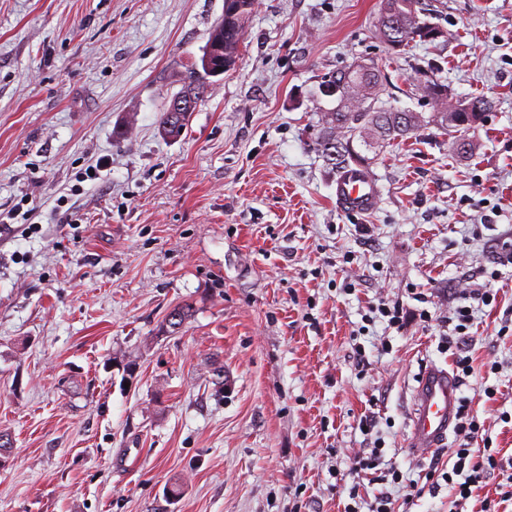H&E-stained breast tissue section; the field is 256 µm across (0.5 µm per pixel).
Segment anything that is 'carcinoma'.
<instances>
[{
    "label": "carcinoma",
    "mask_w": 512,
    "mask_h": 512,
    "mask_svg": "<svg viewBox=\"0 0 512 512\" xmlns=\"http://www.w3.org/2000/svg\"><path fill=\"white\" fill-rule=\"evenodd\" d=\"M417 0H381L377 17L378 35L388 49L396 53L419 41L432 43L438 39L441 28L419 17ZM256 0H231V22L224 29L213 27L208 43L224 45V64L232 67L239 56L243 41L244 21L255 9ZM193 63L186 69L182 88L177 95L190 98L199 104L207 96L209 85L196 75ZM384 76L378 68L369 74H357L344 67L328 76L322 86H334L344 91L347 99H338V105L322 112L321 123L314 140L315 149L336 172L356 165L369 169L372 161L368 153L379 154L386 146L401 142L420 130L434 126L443 131L456 132L451 143L452 151L464 157L475 149L467 137V122L479 115L485 116L494 107V100L475 97L456 101L458 112L448 118V86L430 78L417 86L423 96L437 105L435 112L426 116L422 112L387 106L379 100L377 92ZM190 112H171L161 109L158 122L162 132L169 137H179L186 129ZM191 317L190 307L180 306L165 318V332L175 334Z\"/></svg>",
    "instance_id": "1"
}]
</instances>
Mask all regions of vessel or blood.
Instances as JSON below:
<instances>
[{"instance_id":"vessel-or-blood-1","label":"vessel or blood","mask_w":512,"mask_h":512,"mask_svg":"<svg viewBox=\"0 0 512 512\" xmlns=\"http://www.w3.org/2000/svg\"><path fill=\"white\" fill-rule=\"evenodd\" d=\"M336 204L343 211L366 213L374 209L379 188L363 168L342 172L336 179ZM461 383L448 369L425 368L414 393L409 444L418 451L444 445L457 422Z\"/></svg>"}]
</instances>
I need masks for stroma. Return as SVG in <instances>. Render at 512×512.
Masks as SVG:
<instances>
[{
  "instance_id": "stroma-1",
  "label": "stroma",
  "mask_w": 512,
  "mask_h": 512,
  "mask_svg": "<svg viewBox=\"0 0 512 512\" xmlns=\"http://www.w3.org/2000/svg\"><path fill=\"white\" fill-rule=\"evenodd\" d=\"M379 4L259 0L168 139L163 101L224 0H0V209L19 214L0 232V512H344L341 476L377 442L423 481L443 452L408 445L413 388L487 283L472 354L499 369L461 393L512 455V0H420L445 36L399 55ZM357 61L392 106L434 112L414 89L431 75L495 101L470 157L433 126L387 147L366 214L337 208L313 146L323 77ZM382 300L402 329L365 321Z\"/></svg>"
}]
</instances>
